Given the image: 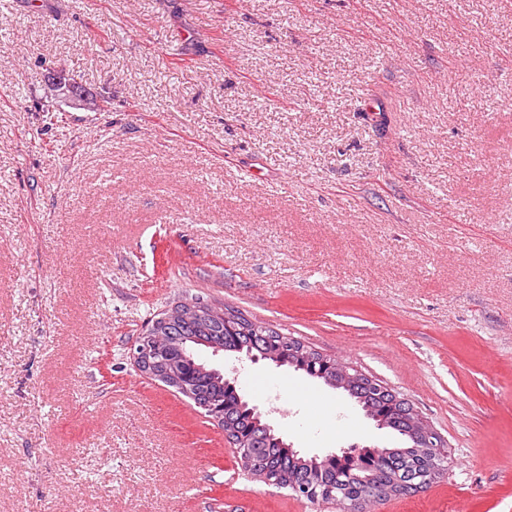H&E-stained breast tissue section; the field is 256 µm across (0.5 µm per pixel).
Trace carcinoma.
Listing matches in <instances>:
<instances>
[{
  "label": "carcinoma",
  "mask_w": 512,
  "mask_h": 512,
  "mask_svg": "<svg viewBox=\"0 0 512 512\" xmlns=\"http://www.w3.org/2000/svg\"><path fill=\"white\" fill-rule=\"evenodd\" d=\"M156 335L169 337V342L162 348L161 364L153 378L204 411L214 404L223 405L220 427L232 443L238 444L243 466L263 476L264 484L289 489L292 481H304L311 485L317 498L334 499L344 512H350L391 496L396 488L418 480L430 470L439 479L447 473V455L432 457L413 447L412 437L407 434V416L394 410L393 397L371 390L362 373L349 379L344 390L364 412L378 417L379 424L402 436L403 445L360 448L353 460H318L296 453L279 440L255 406L198 355L204 347L214 352L233 351L284 360L286 366L293 368L307 364L308 355L319 356L318 351L293 336L209 304L194 320H156Z\"/></svg>",
  "instance_id": "1"
}]
</instances>
